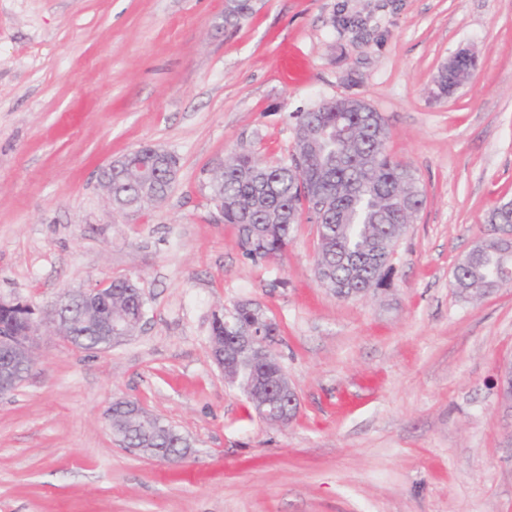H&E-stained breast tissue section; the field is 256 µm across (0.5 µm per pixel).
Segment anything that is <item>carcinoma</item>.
<instances>
[{
    "label": "carcinoma",
    "mask_w": 512,
    "mask_h": 512,
    "mask_svg": "<svg viewBox=\"0 0 512 512\" xmlns=\"http://www.w3.org/2000/svg\"><path fill=\"white\" fill-rule=\"evenodd\" d=\"M251 11V0H233L224 21L237 22ZM470 67L466 56L453 69L442 66L434 79L438 94H452L459 73ZM294 119L295 142L287 157L268 162L250 150L229 156L214 177L210 202L224 223L236 227L239 244L252 262L280 260L296 227L307 222L317 226L316 273L322 284L334 295L344 288L374 292L391 274L374 265L376 252L396 247L412 214L423 208L424 194L410 169L387 153L385 120L370 106L355 108L352 99L344 97L296 112ZM135 153L144 158L162 155L161 175L143 184L129 157L113 162L112 206L120 210L158 203L176 184L175 155L152 145L130 151ZM485 223L512 225V200L490 210ZM505 267L512 268V257L500 253L495 239H486L469 251L452 286L467 297L482 296ZM128 287L125 278L112 280V293L98 297L92 313L103 317L126 311ZM260 316L253 306L226 308L214 320L212 335L233 336L239 325ZM71 322L76 345L100 347V338L81 318V311L71 314ZM26 329L23 314L0 312V333L22 336ZM277 371L274 364L253 366L242 358L237 380L250 397L252 379H270Z\"/></svg>",
    "instance_id": "cac0c4a2"
}]
</instances>
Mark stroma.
<instances>
[{
    "mask_svg": "<svg viewBox=\"0 0 512 512\" xmlns=\"http://www.w3.org/2000/svg\"><path fill=\"white\" fill-rule=\"evenodd\" d=\"M0 0V300L49 309L130 278L144 318L102 351L44 331L0 398V512H512V285L479 300L457 259L512 198V0ZM478 60L448 98L433 78ZM359 98L426 204L389 289L341 299L316 227L254 264L209 201L233 153L289 154L294 112ZM143 144L179 161L160 205L114 211L102 168ZM259 304L300 408L260 418L210 355L214 315ZM138 401L186 437L170 463L104 414Z\"/></svg>",
    "mask_w": 512,
    "mask_h": 512,
    "instance_id": "stroma-1",
    "label": "stroma"
}]
</instances>
